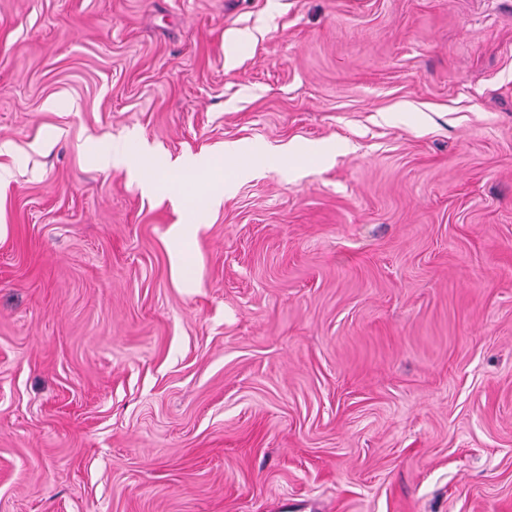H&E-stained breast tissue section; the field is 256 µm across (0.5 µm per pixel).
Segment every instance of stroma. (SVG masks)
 Segmentation results:
<instances>
[{"label": "stroma", "instance_id": "35a3bbf8", "mask_svg": "<svg viewBox=\"0 0 512 512\" xmlns=\"http://www.w3.org/2000/svg\"><path fill=\"white\" fill-rule=\"evenodd\" d=\"M1 170L0 512H512V0H0ZM88 151L99 169L108 171L113 167L129 166L139 173L143 191L164 194L184 207L187 219L183 224L172 225L169 231V240L182 258L190 257L195 251L194 246L203 227L198 224V213L217 210L243 173L264 167L270 160L261 149L244 151L235 143H224L220 156L209 152L172 168L157 166L147 171V164L153 160L145 146L128 148L121 142L92 143ZM189 174L194 176V180L189 178Z\"/></svg>", "mask_w": 512, "mask_h": 512}]
</instances>
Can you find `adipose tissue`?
<instances>
[{"label": "adipose tissue", "mask_w": 512, "mask_h": 512, "mask_svg": "<svg viewBox=\"0 0 512 512\" xmlns=\"http://www.w3.org/2000/svg\"><path fill=\"white\" fill-rule=\"evenodd\" d=\"M99 169L131 167L138 175L143 191L161 193L184 207L187 218L172 225L169 240L181 257H190L201 230L200 211L218 209L239 177L250 170L268 165L269 156L260 149L242 150L237 144H225L220 154L205 153L190 162L171 168H150L147 147H128L121 142L93 143L88 147Z\"/></svg>", "instance_id": "obj_1"}]
</instances>
